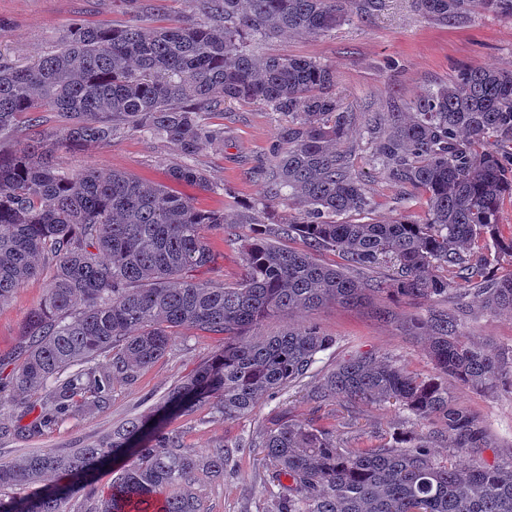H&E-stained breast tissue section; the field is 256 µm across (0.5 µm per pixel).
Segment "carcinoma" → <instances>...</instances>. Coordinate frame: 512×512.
<instances>
[{"mask_svg":"<svg viewBox=\"0 0 512 512\" xmlns=\"http://www.w3.org/2000/svg\"><path fill=\"white\" fill-rule=\"evenodd\" d=\"M512 15V0H418L426 17L446 25L473 3ZM377 0H196L179 24L101 26L79 23L56 47L24 66L0 58V138L24 114L41 131L18 153L0 154V304L44 264L54 275L27 315L17 346L0 357L11 367L0 408H22L37 395L42 415L24 428L0 426V440L35 437L68 411L101 408L115 380H137L162 359L172 331L221 335L224 348L180 384L165 405L186 414L208 404L224 420L250 415L264 399L311 377L335 339L318 327L266 336L263 323L328 304L374 297L434 303L404 328L427 341L435 375L421 377L372 352L336 365L308 397L351 404L395 402L434 429L409 439L344 448L336 430L285 419L255 438L265 459L288 478L271 512H512V455L494 464L458 463L459 452L491 447L472 409L455 403L446 377L479 393L512 391V347L472 343L460 320L437 307L472 294L494 312H512V273L488 257L512 259V227L500 223L512 196V71L464 66L446 84L391 113L375 132L376 155L393 183L421 190L425 222L341 221L372 209L365 184L350 172L351 113L332 92L334 67L304 57L260 56L246 43L276 34L323 35L367 12ZM226 100L263 102L288 117L275 148L268 185L273 200H299L290 224H264L241 246L244 277L203 283L190 272L214 256L209 234L224 214L207 213L173 187L94 166L64 169L58 154L106 144L128 133L175 144L182 156L171 182L210 189L187 163L224 146V129L204 114ZM299 238L304 248L279 245ZM333 251L344 264L320 263ZM390 265L391 277L360 281L346 268ZM449 443L448 457L432 448ZM128 459L99 504L82 512H206L197 475L224 476V449L202 454L176 430L133 419L110 441L71 454L36 452L0 465V512H75L67 491L40 485L70 477L93 495L88 477L101 464Z\"/></svg>","mask_w":512,"mask_h":512,"instance_id":"obj_1","label":"carcinoma"}]
</instances>
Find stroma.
I'll use <instances>...</instances> for the list:
<instances>
[{
  "mask_svg": "<svg viewBox=\"0 0 512 512\" xmlns=\"http://www.w3.org/2000/svg\"><path fill=\"white\" fill-rule=\"evenodd\" d=\"M195 12V0H0V56L17 64L32 62L52 51L59 34L77 23L109 25L140 19L156 27ZM255 50L266 56L309 57L335 67L336 96L353 114V133L347 141L351 171L366 184L374 203L373 219L418 220L424 215V196L385 179L373 155L370 120L386 119L397 107L451 80L461 66L512 68V18L477 6L465 19L443 26L425 17L417 0H382L377 11L353 16L324 35H279ZM206 120L223 126L224 147L205 150L190 163L206 174L213 188L186 186L182 192L197 208L224 213L229 223L223 231L210 234L214 260L193 277L228 283L243 276L241 246L254 232L253 225L242 223V216L260 208L265 223L285 224L294 220L299 207L269 200L264 176L273 162L271 146L287 122L284 115L261 103L228 101L222 111L207 114ZM178 157L172 143L130 133L105 145L62 154L60 163L68 168L92 165L121 170L163 184L169 162ZM51 276V269H44L0 305V355L14 350L26 315L44 298ZM448 306L464 309L465 330L476 344L493 349L512 345V314L486 310L471 296L449 300ZM412 311L408 303L377 297L357 307L328 305L275 317L265 322L262 331L276 335L291 326L314 324L333 336L335 345L321 353L313 367L317 381L337 360L369 350L388 353L425 377L432 372L425 342L400 327ZM223 346V337L176 330L163 359L141 371L135 382H114L109 404L67 415L41 436L0 444V465L35 451L63 453L90 447L132 418L158 422L159 407L168 393ZM451 391L458 404L476 411L487 425L492 445L482 451V460L488 464L499 460L503 449L512 446V393L482 394L457 384ZM284 418L335 427L341 444L349 446L378 444L397 429L409 434L424 429L398 405L316 403L302 386L262 401L250 416L235 421L224 420L206 406L174 417L172 425L186 447L206 453L224 450L223 478L202 475L196 483L207 512H260L266 506L283 478L267 464L255 438Z\"/></svg>",
  "mask_w": 512,
  "mask_h": 512,
  "instance_id": "35a3bbf8",
  "label": "stroma"
}]
</instances>
